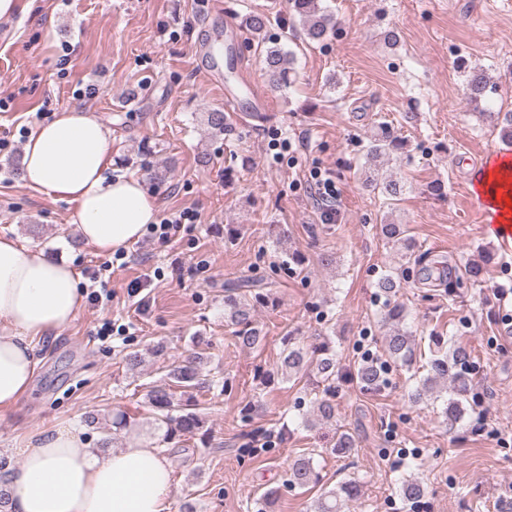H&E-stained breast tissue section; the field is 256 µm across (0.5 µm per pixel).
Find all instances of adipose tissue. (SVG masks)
Instances as JSON below:
<instances>
[{"label": "adipose tissue", "mask_w": 512, "mask_h": 512, "mask_svg": "<svg viewBox=\"0 0 512 512\" xmlns=\"http://www.w3.org/2000/svg\"><path fill=\"white\" fill-rule=\"evenodd\" d=\"M22 179L73 203L84 243L112 253L135 243L158 209L144 181L111 175L112 144L90 113L66 110L38 125L24 146ZM500 217L512 213V163L498 162L478 181ZM82 303L71 262L0 235V411L16 407L36 375L34 338L70 325ZM4 479L8 512H168L170 465L150 440L105 453L76 428L34 435Z\"/></svg>", "instance_id": "1"}]
</instances>
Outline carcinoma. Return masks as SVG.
<instances>
[{
	"label": "carcinoma",
	"mask_w": 512,
	"mask_h": 512,
	"mask_svg": "<svg viewBox=\"0 0 512 512\" xmlns=\"http://www.w3.org/2000/svg\"><path fill=\"white\" fill-rule=\"evenodd\" d=\"M291 10L299 18L305 36L312 41L324 40L334 30L333 15L318 8L317 0H289ZM294 63L293 54L274 45L266 50L265 64L268 75L275 81L283 79ZM496 89L483 74L474 73L464 88L465 99L477 103ZM209 131L214 136L224 134L226 117L219 111L206 115ZM404 141L398 137L384 135L370 141L368 159L375 161L388 157L402 148ZM374 188L395 197L400 194V182L393 177L375 174L370 179ZM382 232L385 238L393 243L402 244L405 248L413 247L411 240L405 237V230L399 224H384ZM378 287L385 294V309L382 324L386 328L385 345L388 357L394 362L409 365L414 357L415 336L406 326L407 311L404 304L393 299L396 280L388 276ZM266 286L258 280L236 278L224 282V322L232 329L235 343L242 348L255 349L265 339L259 328L255 313L257 307L266 303L268 294ZM432 341L437 346V354L428 363L427 375L421 377L411 393V399L420 402L433 393H445L442 415L450 423L462 421L468 411L470 392L469 359L471 349L467 344L452 340L448 348H443L442 337L434 336ZM203 354L193 351L183 362L172 366L167 374L169 382L149 387L145 394L148 407L153 411L154 420L158 425L166 426L164 439L175 437H193L201 428L202 420L196 412V404L186 396L190 390L204 387L219 386L221 391L228 388L227 381L215 378H203ZM280 371L286 379L314 377L317 384L323 385L322 396L312 401L313 415L319 421H330L335 417L333 403L336 392L338 367L336 350L327 342L303 347L289 335L283 337V350ZM351 381L365 391L377 392L384 385L382 366L374 360L364 359L349 372ZM313 479L312 460L299 458L289 467L288 486L303 488ZM360 485L354 480L341 483L336 488L322 494L313 504L312 512H342L348 503L360 496ZM399 492L406 501H414L424 494V488L415 479L401 482Z\"/></svg>",
	"instance_id": "cac0c4a2"
}]
</instances>
